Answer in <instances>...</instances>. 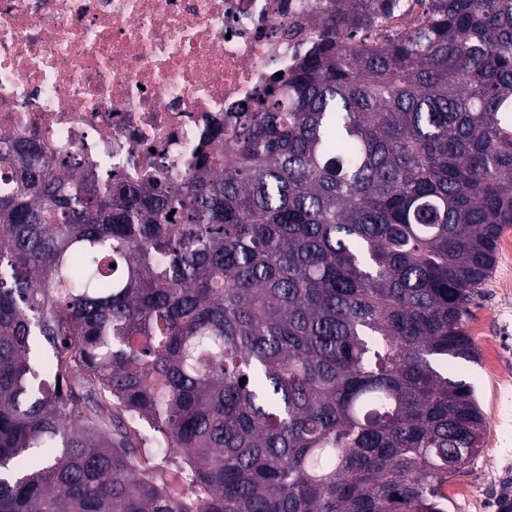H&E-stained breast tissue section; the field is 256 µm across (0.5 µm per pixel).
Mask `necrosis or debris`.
Instances as JSON below:
<instances>
[{"mask_svg": "<svg viewBox=\"0 0 512 512\" xmlns=\"http://www.w3.org/2000/svg\"><path fill=\"white\" fill-rule=\"evenodd\" d=\"M325 0H0V147L137 183L178 177L310 47Z\"/></svg>", "mask_w": 512, "mask_h": 512, "instance_id": "1", "label": "necrosis or debris"}]
</instances>
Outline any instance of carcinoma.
I'll list each match as a JSON object with an SVG mask.
<instances>
[{
    "mask_svg": "<svg viewBox=\"0 0 512 512\" xmlns=\"http://www.w3.org/2000/svg\"><path fill=\"white\" fill-rule=\"evenodd\" d=\"M195 168L0 186V512H446L512 224V0H329Z\"/></svg>",
    "mask_w": 512,
    "mask_h": 512,
    "instance_id": "carcinoma-1",
    "label": "carcinoma"
}]
</instances>
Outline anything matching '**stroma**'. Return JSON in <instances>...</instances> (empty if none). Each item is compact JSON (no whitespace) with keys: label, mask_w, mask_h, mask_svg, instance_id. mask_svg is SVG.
Segmentation results:
<instances>
[{"label":"stroma","mask_w":512,"mask_h":512,"mask_svg":"<svg viewBox=\"0 0 512 512\" xmlns=\"http://www.w3.org/2000/svg\"><path fill=\"white\" fill-rule=\"evenodd\" d=\"M478 362H461L460 377L478 393L485 417L482 452L447 485L448 512H503L512 506V256L496 264L465 322Z\"/></svg>","instance_id":"obj_1"}]
</instances>
